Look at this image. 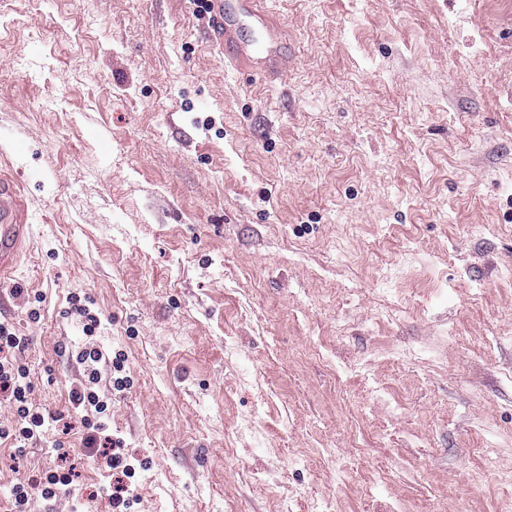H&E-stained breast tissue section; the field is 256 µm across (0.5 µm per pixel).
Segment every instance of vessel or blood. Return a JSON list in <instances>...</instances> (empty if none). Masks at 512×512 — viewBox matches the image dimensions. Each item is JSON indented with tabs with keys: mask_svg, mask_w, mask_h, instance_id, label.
<instances>
[{
	"mask_svg": "<svg viewBox=\"0 0 512 512\" xmlns=\"http://www.w3.org/2000/svg\"><path fill=\"white\" fill-rule=\"evenodd\" d=\"M208 42L224 55L225 65L234 71H248L263 82L283 79L291 63L283 46L288 41L285 29L273 9L275 0H205ZM261 29L262 44L245 41L242 24ZM31 217L21 199V188L14 180L0 176V282L15 271L22 254V240Z\"/></svg>",
	"mask_w": 512,
	"mask_h": 512,
	"instance_id": "b4317fda",
	"label": "vessel or blood"
}]
</instances>
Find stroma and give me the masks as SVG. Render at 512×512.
Returning <instances> with one entry per match:
<instances>
[{"instance_id":"1","label":"stroma","mask_w":512,"mask_h":512,"mask_svg":"<svg viewBox=\"0 0 512 512\" xmlns=\"http://www.w3.org/2000/svg\"><path fill=\"white\" fill-rule=\"evenodd\" d=\"M278 8L269 87L190 0H0L32 403L73 411L76 296L130 512H512V0ZM83 438L0 446V512L62 453L38 512H112ZM71 466L67 469L49 471L39 477L20 480L9 492V502L12 512H30L36 499L47 500L68 486L73 480Z\"/></svg>"}]
</instances>
